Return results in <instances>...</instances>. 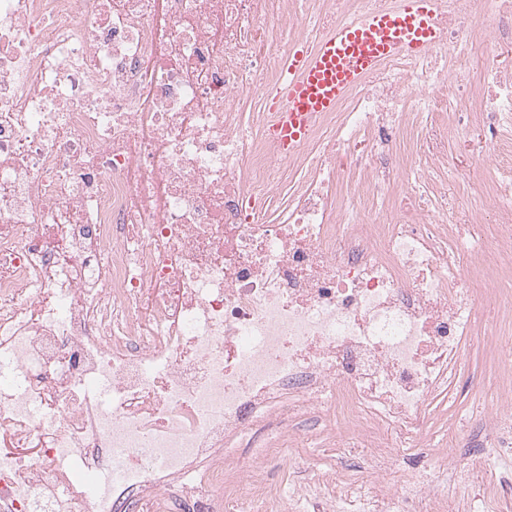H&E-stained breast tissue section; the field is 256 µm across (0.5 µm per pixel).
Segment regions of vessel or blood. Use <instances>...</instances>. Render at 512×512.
<instances>
[{"instance_id":"vessel-or-blood-1","label":"vessel or blood","mask_w":512,"mask_h":512,"mask_svg":"<svg viewBox=\"0 0 512 512\" xmlns=\"http://www.w3.org/2000/svg\"><path fill=\"white\" fill-rule=\"evenodd\" d=\"M436 11L437 0H400L395 10H373L338 27L313 52H293L285 65L283 117L275 127L282 145H298L310 116L333 110L385 58L420 56L438 44L442 32Z\"/></svg>"}]
</instances>
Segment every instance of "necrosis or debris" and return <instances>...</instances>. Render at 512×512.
Masks as SVG:
<instances>
[{
	"mask_svg": "<svg viewBox=\"0 0 512 512\" xmlns=\"http://www.w3.org/2000/svg\"><path fill=\"white\" fill-rule=\"evenodd\" d=\"M398 0H0V512H460L428 444L512 281V0H438L445 37L274 135L295 50ZM483 132L448 210V140ZM494 209L492 231L483 227ZM470 442L512 459V346ZM369 451L319 494L244 430ZM427 458V477L399 455ZM277 442L276 433L267 430L258 434L247 433L228 449L245 457L267 459L270 458V448H273Z\"/></svg>",
	"mask_w": 512,
	"mask_h": 512,
	"instance_id": "necrosis-or-debris-1",
	"label": "necrosis or debris"
}]
</instances>
